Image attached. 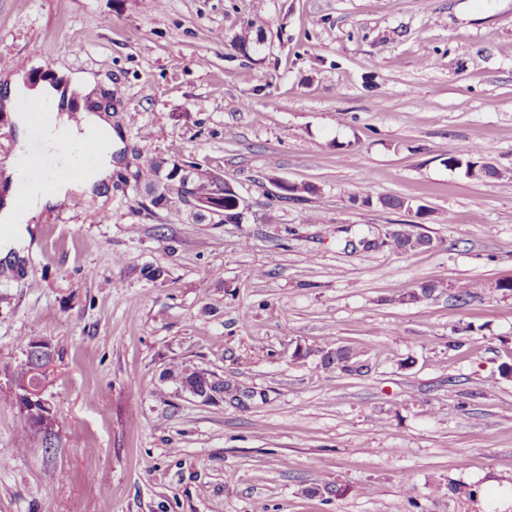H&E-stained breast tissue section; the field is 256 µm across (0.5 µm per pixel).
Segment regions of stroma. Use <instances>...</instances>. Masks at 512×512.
<instances>
[{"instance_id":"35a3bbf8","label":"stroma","mask_w":512,"mask_h":512,"mask_svg":"<svg viewBox=\"0 0 512 512\" xmlns=\"http://www.w3.org/2000/svg\"><path fill=\"white\" fill-rule=\"evenodd\" d=\"M1 58L97 76L122 153L39 216L35 259L0 262V512H492L512 486L493 288L512 278V0H0ZM475 146L502 179L449 169ZM146 156L219 173L242 223L151 204ZM277 180L310 191L277 201ZM418 205L430 247H362ZM34 334L56 349L50 440L7 385ZM341 346L360 373L322 368ZM177 362L258 397L202 404L163 382Z\"/></svg>"}]
</instances>
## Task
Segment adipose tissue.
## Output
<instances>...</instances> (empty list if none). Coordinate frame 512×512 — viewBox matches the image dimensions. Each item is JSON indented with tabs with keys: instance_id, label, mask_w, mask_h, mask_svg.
<instances>
[{
	"instance_id": "adipose-tissue-1",
	"label": "adipose tissue",
	"mask_w": 512,
	"mask_h": 512,
	"mask_svg": "<svg viewBox=\"0 0 512 512\" xmlns=\"http://www.w3.org/2000/svg\"><path fill=\"white\" fill-rule=\"evenodd\" d=\"M97 86L92 75L72 73L59 67L40 77L18 72L0 91V106L10 112L18 129H26L30 122L29 114L21 107L22 102L38 103L49 110L50 119L43 129L46 150L74 148L87 141L98 145L93 167L77 175L57 178L48 188L25 197L20 194L19 154H12L0 163V181L6 188L4 198L0 199V223L11 227L10 234L0 238V258L14 261L28 257L27 247L31 241L28 226L47 205H61L70 202L72 197L90 195L108 182L117 155L115 132L111 117L97 107ZM63 103L79 105L77 116L60 112L59 106Z\"/></svg>"
}]
</instances>
